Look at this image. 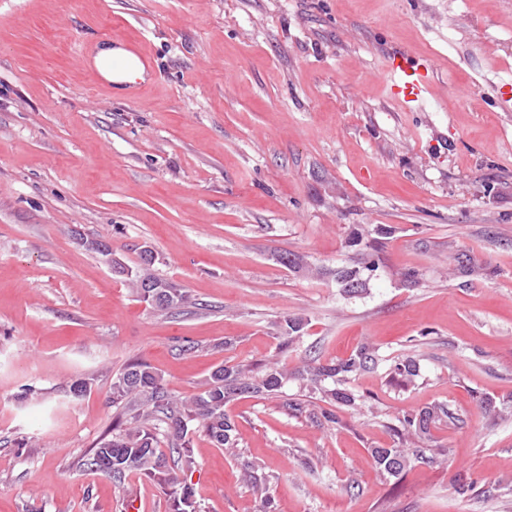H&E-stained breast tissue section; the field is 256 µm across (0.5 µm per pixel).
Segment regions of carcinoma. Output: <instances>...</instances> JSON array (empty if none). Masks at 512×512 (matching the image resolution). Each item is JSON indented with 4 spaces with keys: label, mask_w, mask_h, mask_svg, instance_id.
Listing matches in <instances>:
<instances>
[{
    "label": "carcinoma",
    "mask_w": 512,
    "mask_h": 512,
    "mask_svg": "<svg viewBox=\"0 0 512 512\" xmlns=\"http://www.w3.org/2000/svg\"><path fill=\"white\" fill-rule=\"evenodd\" d=\"M391 229L378 227L361 230L349 241L356 248V257L349 266L334 270H318L316 276H329L347 296H357L369 288L379 269L377 256ZM278 262L290 271L307 269V262L296 254L285 252ZM151 262L141 258V264L132 268L112 259L113 272L126 277L140 300L155 311L168 314L191 304V296L177 283L155 276ZM306 323L301 317H287L275 325L277 357L264 363L226 362L214 368L201 382L198 391L189 398H178L170 392L164 376L154 367L139 360H130L112 379L109 399L112 406L122 409V417L112 424V435L101 438L91 449L88 464L98 467L108 461L112 470L108 477L121 481L136 474L156 482L168 496L170 512H196L195 492L187 480V472L194 466L191 455L192 437L202 431L217 448L233 455L238 448L237 428L226 411L231 402L241 397L265 398L282 392L290 381L299 383L311 401L296 402L292 409L312 417L321 415L328 423L337 422L332 409L315 413L313 401L332 406L352 407L359 396L348 387L357 375L378 366L381 361L378 348L367 339L344 359L323 363L310 356L294 369L281 362L280 357L293 351L304 335ZM419 363L407 357L393 367L394 377L403 386L413 383L418 376ZM448 416L442 405L426 406L416 415L405 416L400 426L393 429V444L388 448L371 449V457L378 470L399 476L412 461L425 459L436 462L442 450L429 448L432 424ZM165 439L170 453H175L181 466L173 467L159 450L160 439ZM242 480L261 500L266 502L267 479L261 465L247 460L241 464Z\"/></svg>",
    "instance_id": "1"
}]
</instances>
